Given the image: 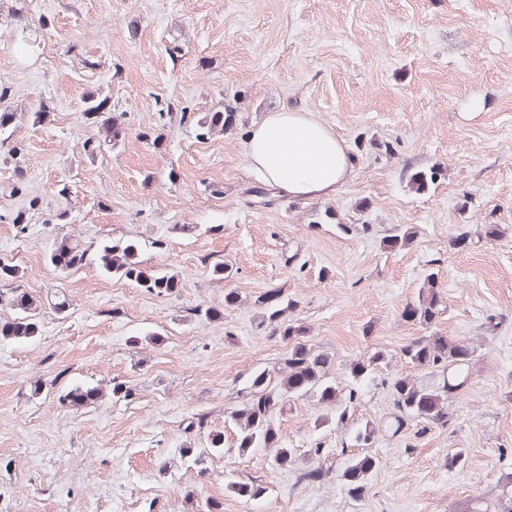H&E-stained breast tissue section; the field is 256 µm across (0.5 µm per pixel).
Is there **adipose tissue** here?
I'll return each mask as SVG.
<instances>
[{
	"label": "adipose tissue",
	"mask_w": 512,
	"mask_h": 512,
	"mask_svg": "<svg viewBox=\"0 0 512 512\" xmlns=\"http://www.w3.org/2000/svg\"><path fill=\"white\" fill-rule=\"evenodd\" d=\"M245 151L251 171L296 199L337 195L353 171L346 146L307 112L270 113L251 132Z\"/></svg>",
	"instance_id": "obj_1"
}]
</instances>
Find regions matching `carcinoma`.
<instances>
[{"instance_id": "carcinoma-1", "label": "carcinoma", "mask_w": 512, "mask_h": 512, "mask_svg": "<svg viewBox=\"0 0 512 512\" xmlns=\"http://www.w3.org/2000/svg\"><path fill=\"white\" fill-rule=\"evenodd\" d=\"M87 107L83 115L93 120L105 132L104 141L89 138L82 143L83 152L94 157L105 143L117 147L126 136V128L111 113L104 111L107 100L99 101L86 97ZM17 113L0 112V145L11 137L10 129L16 122ZM237 113L227 108L223 111L208 112L196 122L197 137L208 139L216 133L234 129ZM438 170L425 173L416 172L410 176L412 190L421 192L428 184L435 182ZM414 238L410 227H401L399 232L384 239L386 249L401 250L409 246ZM87 250L69 237L62 236L53 243L48 263L54 269L65 273L79 269L86 264ZM97 265L107 275L119 276L149 292L171 295L179 288V281L173 274L146 269L137 260V245L131 241L104 245L98 253ZM257 302L265 307L266 319L273 324V333L288 341L286 370L277 379L266 370L255 373L250 380V397L244 407L231 413L230 418L237 429V449L241 454L257 448H273V463L282 468L292 462V449L279 441L271 421L273 410L294 395L313 393L319 401L336 409V418L344 421L348 402L354 399V390L348 396L328 380V356L314 350L306 339L305 326L286 314L292 313L295 301L283 296L280 290H270L258 297ZM8 304L16 310V315L0 320V339L27 342L39 336L41 331V304L22 288L11 289ZM445 310L443 295L437 285L436 274L431 272L423 278L417 296L407 301L402 309V319L428 326L434 323ZM402 356L407 363L424 371L419 376H405L396 379L392 385L394 413L387 421L393 433H398L404 423L417 419L427 424L443 426L448 423V401L464 388L472 369V361L477 356V348L463 341H450L444 336H418L402 348ZM385 363L381 351L354 360L349 365L352 381L359 383L374 373ZM100 390L96 387L77 385L59 396V401L70 407L80 408L98 399ZM224 452V435L208 437L207 448L195 457V462L203 461V456ZM380 465V460L364 454L353 458L343 470L342 477L348 493L361 496L367 486L368 476ZM226 488L242 497L260 498L266 488L230 480ZM498 512H512V472L503 476L496 495Z\"/></svg>"}]
</instances>
